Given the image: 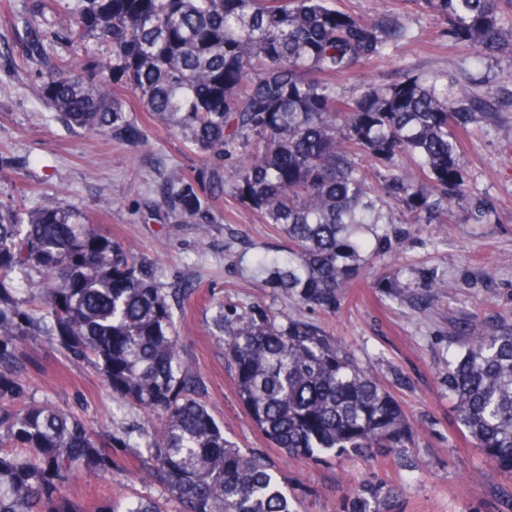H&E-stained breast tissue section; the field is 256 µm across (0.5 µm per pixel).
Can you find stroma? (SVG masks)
Instances as JSON below:
<instances>
[{
  "instance_id": "1",
  "label": "stroma",
  "mask_w": 512,
  "mask_h": 512,
  "mask_svg": "<svg viewBox=\"0 0 512 512\" xmlns=\"http://www.w3.org/2000/svg\"><path fill=\"white\" fill-rule=\"evenodd\" d=\"M337 9L372 16L397 15L409 37L373 63L361 79L410 69L422 81L466 70L478 90L493 88L494 123L474 125L459 164L470 189L497 205L492 223L390 224L374 268L333 312L301 307L254 272L255 259L283 256L288 245L278 224L244 211L232 188L213 201L215 224L200 246L194 223L171 214L161 191L172 173L192 176L198 153L145 113L129 115L120 136H89L56 121L37 100L39 67L23 59L13 28L0 25V203L37 207L44 196L84 207L95 228L130 247L154 267L172 305L182 349L205 388V402L225 438L274 463L298 512H340L351 486L373 481L394 490L388 512H512L505 492L512 476L495 472L482 449L472 447L455 424L448 396V361L462 332H481L488 312L512 313V60L473 61L438 38L440 23L410 0H332ZM432 276L449 289L432 296L428 310L410 304L424 295ZM300 316L341 341L359 365L392 394L413 425L408 448L386 457L328 456L316 462L288 458L250 422L212 334L219 305ZM29 395L78 414L94 431L129 439L112 446L123 476L86 474L66 488L83 512L112 503L159 496L134 477L138 444L162 417L113 400L88 363L69 358L47 342L23 347Z\"/></svg>"
}]
</instances>
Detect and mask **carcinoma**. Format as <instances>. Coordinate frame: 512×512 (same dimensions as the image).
<instances>
[{
	"mask_svg": "<svg viewBox=\"0 0 512 512\" xmlns=\"http://www.w3.org/2000/svg\"><path fill=\"white\" fill-rule=\"evenodd\" d=\"M329 0H49L30 23L26 57L44 66L39 101L63 125L120 134L146 112L200 153L210 193L231 185L248 212L282 225L288 257L262 273L299 304L334 311L364 280L384 224L490 221L493 201L459 165L464 137L495 118L491 97L448 100V86L403 71L331 84L407 35L384 15ZM474 58L512 59V0H412ZM164 204L199 224L210 197L191 182ZM38 276L22 295L15 275ZM214 326L251 422L288 457L406 448L412 427L354 355L300 317L219 308ZM463 335L448 394L468 437L512 473V317ZM44 339L93 364L112 396L162 415L142 479L160 487L123 512H294L271 462L224 439L184 359L154 269L99 233L82 208L46 197L0 204V512H78L64 494L80 473H109L103 440L76 415L30 400L22 346ZM390 498L361 483L342 512H381Z\"/></svg>",
	"mask_w": 512,
	"mask_h": 512,
	"instance_id": "carcinoma-1",
	"label": "carcinoma"
}]
</instances>
